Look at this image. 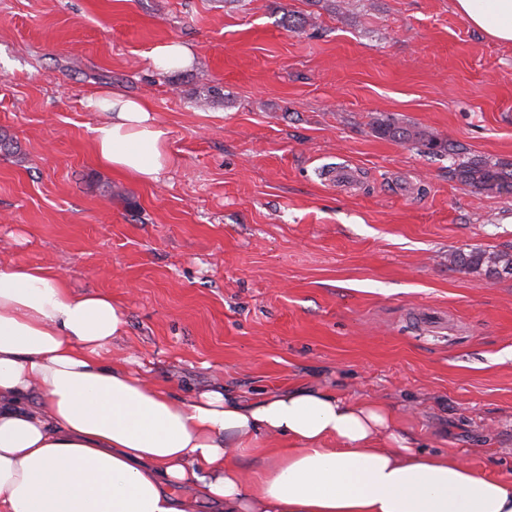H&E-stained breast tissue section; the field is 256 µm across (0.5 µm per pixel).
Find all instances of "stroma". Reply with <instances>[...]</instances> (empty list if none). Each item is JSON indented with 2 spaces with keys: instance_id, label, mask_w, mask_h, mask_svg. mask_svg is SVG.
I'll use <instances>...</instances> for the list:
<instances>
[{
  "instance_id": "1",
  "label": "stroma",
  "mask_w": 512,
  "mask_h": 512,
  "mask_svg": "<svg viewBox=\"0 0 512 512\" xmlns=\"http://www.w3.org/2000/svg\"><path fill=\"white\" fill-rule=\"evenodd\" d=\"M181 41L192 63L151 66ZM146 100L165 175L99 165L89 96ZM392 115L512 170V47L452 0H0V262L111 294L180 398L319 385L512 484V193L377 137ZM355 170L354 187L324 179ZM450 262L469 273L487 278L512 276V254L507 252L472 249L450 254Z\"/></svg>"
}]
</instances>
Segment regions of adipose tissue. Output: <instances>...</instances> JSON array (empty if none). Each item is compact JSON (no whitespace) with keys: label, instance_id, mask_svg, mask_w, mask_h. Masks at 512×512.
Here are the masks:
<instances>
[{"label":"adipose tissue","instance_id":"adipose-tissue-1","mask_svg":"<svg viewBox=\"0 0 512 512\" xmlns=\"http://www.w3.org/2000/svg\"><path fill=\"white\" fill-rule=\"evenodd\" d=\"M512 46V0H453ZM101 166L157 182L168 130L142 99L89 97ZM105 293L56 270L0 263V512H512V486L414 447L383 403L319 386L177 399L112 358L127 332ZM284 440L257 449L260 438ZM260 454L248 468L244 457Z\"/></svg>","mask_w":512,"mask_h":512}]
</instances>
